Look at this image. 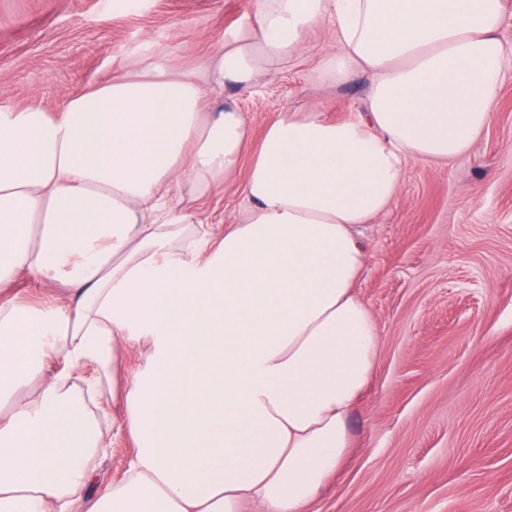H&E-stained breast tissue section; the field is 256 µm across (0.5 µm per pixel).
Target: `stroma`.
I'll return each mask as SVG.
<instances>
[{
  "instance_id": "1",
  "label": "stroma",
  "mask_w": 512,
  "mask_h": 512,
  "mask_svg": "<svg viewBox=\"0 0 512 512\" xmlns=\"http://www.w3.org/2000/svg\"><path fill=\"white\" fill-rule=\"evenodd\" d=\"M254 0H0V100L55 110L105 81L144 45L174 72L197 69L244 25ZM366 76L318 82L291 60L252 95L251 143L283 108L348 117ZM367 264L355 291L381 345L350 419L352 453L310 512H512V68L475 149L411 162L401 192L361 227Z\"/></svg>"
}]
</instances>
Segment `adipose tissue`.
Masks as SVG:
<instances>
[{
	"label": "adipose tissue",
	"instance_id": "ef3b65f1",
	"mask_svg": "<svg viewBox=\"0 0 512 512\" xmlns=\"http://www.w3.org/2000/svg\"><path fill=\"white\" fill-rule=\"evenodd\" d=\"M503 18V0H255L199 70L148 49L58 110L0 101V512H307L380 348L358 227L409 162L473 151ZM326 23L317 76L367 75L361 112L288 109L250 149L207 90H254ZM229 185L230 224L198 223L194 201ZM21 278L64 295L21 300ZM120 438L131 462L86 502Z\"/></svg>",
	"mask_w": 512,
	"mask_h": 512
}]
</instances>
